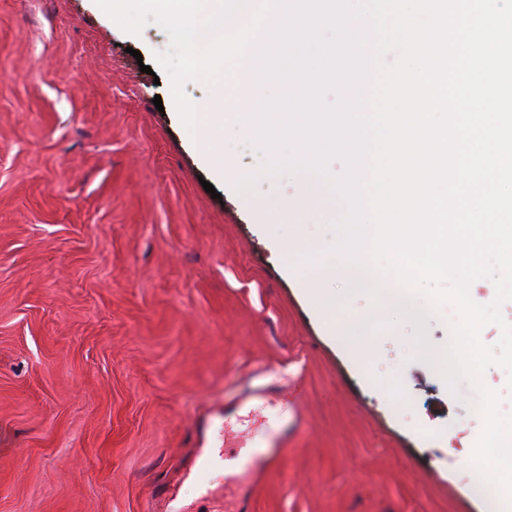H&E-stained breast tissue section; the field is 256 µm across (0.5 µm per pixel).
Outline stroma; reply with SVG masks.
<instances>
[{
    "mask_svg": "<svg viewBox=\"0 0 512 512\" xmlns=\"http://www.w3.org/2000/svg\"><path fill=\"white\" fill-rule=\"evenodd\" d=\"M168 44L92 0H0V512H143L175 479L179 512H218L223 471L210 500L183 478L198 444L282 425L279 468L238 488L252 512H496L468 464L477 396L443 376L454 303L423 358L384 294L334 281L317 313L302 283L336 195L283 218L299 249L279 250L252 206L268 184L228 188L188 140ZM261 366L304 376L298 416L207 419Z\"/></svg>",
    "mask_w": 512,
    "mask_h": 512,
    "instance_id": "stroma-1",
    "label": "stroma"
}]
</instances>
